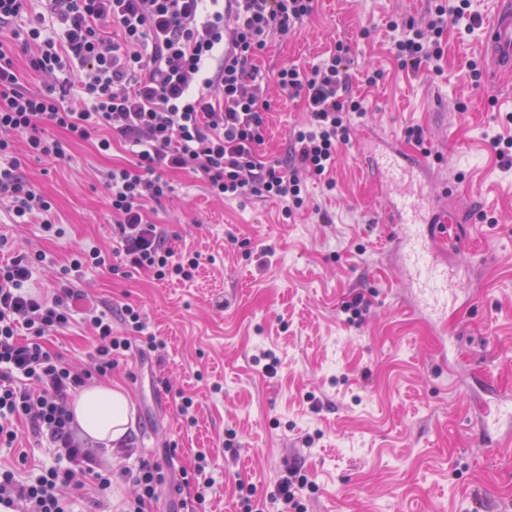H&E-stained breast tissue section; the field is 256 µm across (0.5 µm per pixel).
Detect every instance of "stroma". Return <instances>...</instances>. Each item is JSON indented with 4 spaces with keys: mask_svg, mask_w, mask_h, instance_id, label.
Segmentation results:
<instances>
[{
    "mask_svg": "<svg viewBox=\"0 0 512 512\" xmlns=\"http://www.w3.org/2000/svg\"><path fill=\"white\" fill-rule=\"evenodd\" d=\"M428 5L317 0L258 59L265 73L306 70L338 42L355 59L350 84L362 110L329 180H308L300 209L287 216L266 198H214L199 173L180 171L151 216L176 249L201 254L193 280L102 268L70 280L114 306L143 307L146 328L130 335L111 378L128 394L143 454L176 471L206 455L216 481L207 512H242L243 486L256 512H281L274 491L292 467L308 479V512H512V428L491 427L482 442L472 431L490 393L512 400V170L489 144L512 137V77L473 79L482 31L461 21L448 25L442 75L401 68L390 24L420 18ZM308 120L300 100L271 96L263 152L284 155L289 132ZM415 126L426 145L406 140ZM383 141L438 161L383 176ZM71 154L67 163H25L63 237L15 223L0 202V261L45 252L33 286L47 292L73 252L116 244L104 174L130 156L119 147L99 154L90 140ZM405 200L456 218L440 290L422 279L432 255L401 249L407 229L383 221L390 203ZM358 295L367 311L354 325L343 308ZM149 336L163 341L162 353L147 348ZM47 344L86 367L95 338L76 321ZM184 395L194 400L189 417L178 409Z\"/></svg>",
    "mask_w": 512,
    "mask_h": 512,
    "instance_id": "stroma-1",
    "label": "stroma"
}]
</instances>
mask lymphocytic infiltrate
Here are the masks:
<instances>
[{
	"instance_id": "lymphocytic-infiltrate-1",
	"label": "lymphocytic infiltrate",
	"mask_w": 512,
	"mask_h": 512,
	"mask_svg": "<svg viewBox=\"0 0 512 512\" xmlns=\"http://www.w3.org/2000/svg\"><path fill=\"white\" fill-rule=\"evenodd\" d=\"M28 2L0 0V198L16 223L39 222L48 239L63 232L51 202L22 173L17 150L60 163L72 144L91 139L98 152L119 145L133 156L105 174L117 248L73 253V271L106 269L118 258L158 280H192L200 253L176 252L146 211L173 193L169 173L198 172L213 197L273 199L289 215L302 206L307 179L328 172L350 139L349 116L361 103L350 87L354 59L340 43L309 70L274 73L284 99L301 100L310 121L290 134L285 158L261 151L270 104L255 61L273 36H288L312 15L315 0H41L36 13ZM468 9L469 0H432L421 19L393 23L400 64L417 71L440 61L449 21L478 24ZM22 63L45 78L43 87L23 82ZM76 87L86 96L79 108L66 102ZM45 260L39 252L0 264V447L13 452L12 464L0 466V512H73L85 489L100 497L112 489V468L80 440L72 404L92 375L117 366L130 342L114 335L111 311L87 306L83 320L97 338L93 370L46 347L70 325L82 295L33 291ZM17 420L48 456L37 469H27L28 453L16 446ZM122 475L135 494L121 512H158L166 490L179 495L182 512H198L212 487L145 459Z\"/></svg>"
}]
</instances>
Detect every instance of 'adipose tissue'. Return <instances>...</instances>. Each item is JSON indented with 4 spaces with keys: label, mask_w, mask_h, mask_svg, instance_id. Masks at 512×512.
Segmentation results:
<instances>
[{
    "label": "adipose tissue",
    "mask_w": 512,
    "mask_h": 512,
    "mask_svg": "<svg viewBox=\"0 0 512 512\" xmlns=\"http://www.w3.org/2000/svg\"><path fill=\"white\" fill-rule=\"evenodd\" d=\"M73 411L84 434L97 442H115L129 431V401L120 383L84 389L73 402Z\"/></svg>",
    "instance_id": "1"
}]
</instances>
